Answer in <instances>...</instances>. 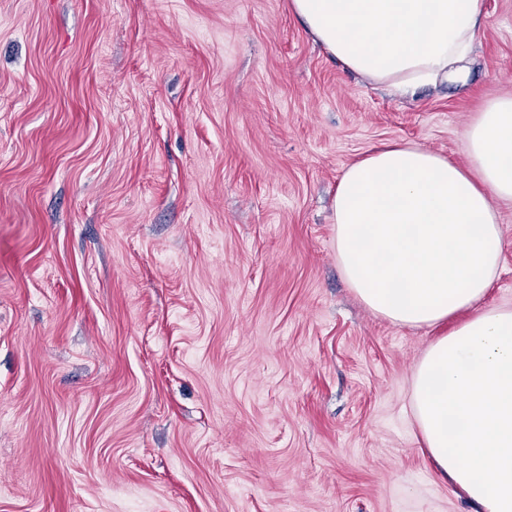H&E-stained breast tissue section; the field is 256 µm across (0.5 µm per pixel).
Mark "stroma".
<instances>
[{
    "instance_id": "1",
    "label": "stroma",
    "mask_w": 512,
    "mask_h": 512,
    "mask_svg": "<svg viewBox=\"0 0 512 512\" xmlns=\"http://www.w3.org/2000/svg\"><path fill=\"white\" fill-rule=\"evenodd\" d=\"M400 95L288 0H0V512H474L419 449L415 362L347 288L343 169L512 94V0ZM485 299L512 306V205Z\"/></svg>"
}]
</instances>
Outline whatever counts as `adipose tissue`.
<instances>
[{
  "instance_id": "adipose-tissue-1",
  "label": "adipose tissue",
  "mask_w": 512,
  "mask_h": 512,
  "mask_svg": "<svg viewBox=\"0 0 512 512\" xmlns=\"http://www.w3.org/2000/svg\"><path fill=\"white\" fill-rule=\"evenodd\" d=\"M313 41L369 83L409 92L447 80L485 23L484 0H289ZM467 164L394 142L347 166L332 214L336 262L393 326L449 325L416 362L420 448L476 512H512V306L484 299L512 201V97L466 126Z\"/></svg>"
}]
</instances>
